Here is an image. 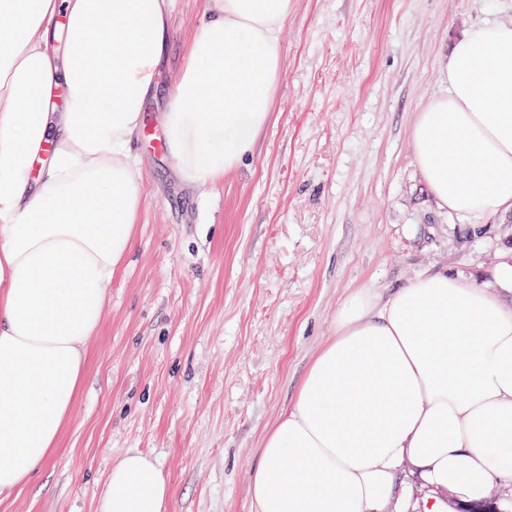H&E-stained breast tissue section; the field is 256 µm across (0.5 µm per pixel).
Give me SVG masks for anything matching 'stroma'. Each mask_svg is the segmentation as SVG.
I'll return each mask as SVG.
<instances>
[{
  "label": "stroma",
  "instance_id": "obj_1",
  "mask_svg": "<svg viewBox=\"0 0 512 512\" xmlns=\"http://www.w3.org/2000/svg\"><path fill=\"white\" fill-rule=\"evenodd\" d=\"M203 0H173L158 88L176 82ZM512 0H293L271 119L251 158L190 188L134 144L143 200L133 247L60 446L0 512H95L113 463L152 455L169 512H254L250 476L351 293L420 273L491 282L512 215L480 229L440 210L415 163L418 112L448 89L456 39Z\"/></svg>",
  "mask_w": 512,
  "mask_h": 512
}]
</instances>
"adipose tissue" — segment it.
<instances>
[{
    "mask_svg": "<svg viewBox=\"0 0 512 512\" xmlns=\"http://www.w3.org/2000/svg\"><path fill=\"white\" fill-rule=\"evenodd\" d=\"M173 0H0V497L50 460L133 245L132 143L167 59ZM292 0H205L159 125L190 187L251 155L283 73ZM441 209L512 213V20L457 39L448 92L411 131ZM495 287L420 274L336 311L292 407L267 433L256 512H448L512 498V262ZM424 491L415 498L407 482ZM155 459L125 453L97 512H168Z\"/></svg>",
    "mask_w": 512,
    "mask_h": 512,
    "instance_id": "obj_1",
    "label": "adipose tissue"
}]
</instances>
